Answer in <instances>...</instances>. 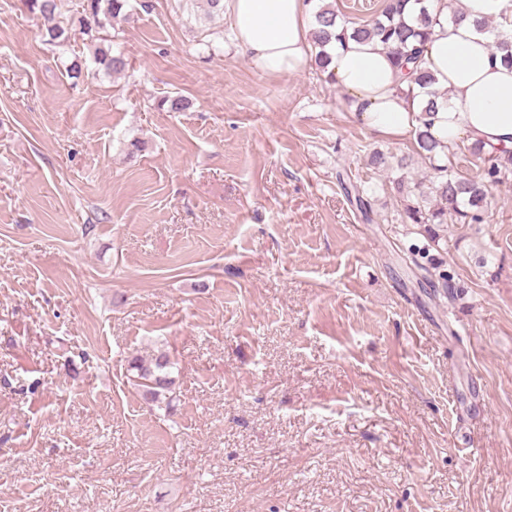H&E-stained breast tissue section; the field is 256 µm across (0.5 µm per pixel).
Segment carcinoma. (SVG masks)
I'll return each mask as SVG.
<instances>
[{
	"label": "carcinoma",
	"instance_id": "carcinoma-1",
	"mask_svg": "<svg viewBox=\"0 0 512 512\" xmlns=\"http://www.w3.org/2000/svg\"><path fill=\"white\" fill-rule=\"evenodd\" d=\"M25 7L38 14L49 24L40 29L42 40L50 45L63 47L70 43L73 31L89 37L95 43L93 58L109 72H121L126 61L112 55L111 45L96 41L94 32L104 24H114L125 17L123 8L126 0H84L80 16L67 24L54 22L57 9L56 0H23ZM411 0H385L384 7L371 22L358 26H347L338 21L333 8H322L315 13L313 30L314 65L324 70L327 60L324 47L331 40L345 38L379 39L385 45L393 46L395 65L409 75L410 86L406 96L415 98L414 86L431 84L428 71L421 68L423 45L430 35L434 19L425 5L419 4L415 24L408 25L403 20V12ZM436 100L430 99L421 108V126L415 133L416 152L422 162L434 171L429 184L418 182L414 187L405 184L400 178L393 181L394 189L407 198L402 221L405 224H481L486 210V197L491 186L505 185L512 181V152L486 153L480 146L470 150L483 157L482 176L478 180L459 177L449 171L446 165L436 164L439 142L428 132L427 116L436 111ZM174 362L161 352L151 359L138 355L128 361V371L132 372L133 383L138 387L141 398L148 404L168 403L175 384L172 377Z\"/></svg>",
	"mask_w": 512,
	"mask_h": 512
}]
</instances>
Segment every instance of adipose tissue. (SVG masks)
Returning a JSON list of instances; mask_svg holds the SVG:
<instances>
[{
  "label": "adipose tissue",
  "instance_id": "obj_1",
  "mask_svg": "<svg viewBox=\"0 0 512 512\" xmlns=\"http://www.w3.org/2000/svg\"><path fill=\"white\" fill-rule=\"evenodd\" d=\"M238 44L263 72L284 75L304 70L311 60L309 0H229ZM458 21L448 19V0H432L437 16L425 45L423 66L434 82L403 95L408 82L388 51L375 41L331 42L327 72L349 96L354 118L375 136L404 141L419 125L420 102L431 91L447 94L430 117V135L440 157L456 144L512 151V65L493 53L478 21L501 22L512 36V0H457Z\"/></svg>",
  "mask_w": 512,
  "mask_h": 512
}]
</instances>
